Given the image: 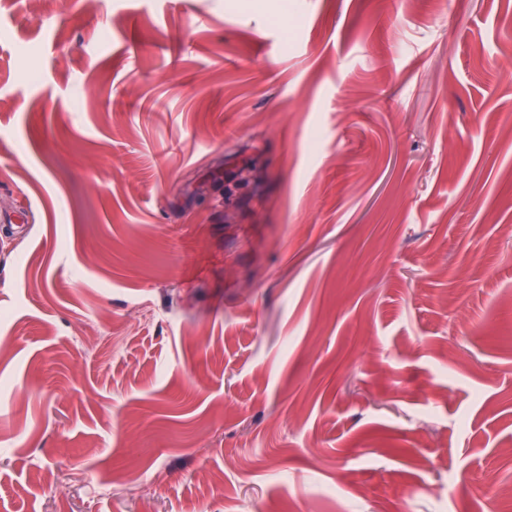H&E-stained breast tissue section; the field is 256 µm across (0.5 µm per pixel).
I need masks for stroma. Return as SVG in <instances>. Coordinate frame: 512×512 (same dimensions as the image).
<instances>
[{
    "instance_id": "obj_1",
    "label": "stroma",
    "mask_w": 512,
    "mask_h": 512,
    "mask_svg": "<svg viewBox=\"0 0 512 512\" xmlns=\"http://www.w3.org/2000/svg\"><path fill=\"white\" fill-rule=\"evenodd\" d=\"M509 53L512 0H0V512L512 486ZM245 169L237 171V173L228 177L225 173L218 176L211 185V193L208 196H200L199 201L205 202L212 198V196H219L224 199V205H228L235 195V192L244 188L248 182V177L244 176Z\"/></svg>"
}]
</instances>
